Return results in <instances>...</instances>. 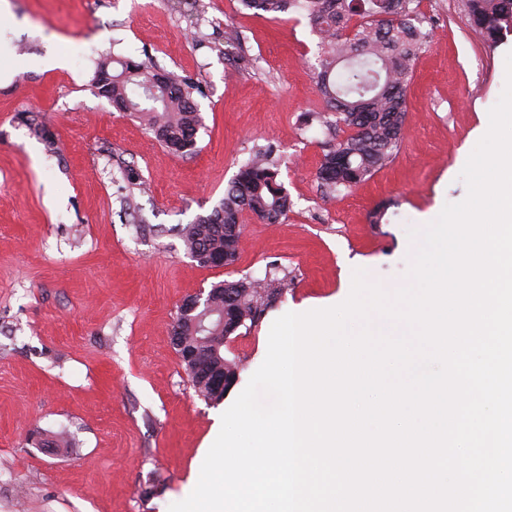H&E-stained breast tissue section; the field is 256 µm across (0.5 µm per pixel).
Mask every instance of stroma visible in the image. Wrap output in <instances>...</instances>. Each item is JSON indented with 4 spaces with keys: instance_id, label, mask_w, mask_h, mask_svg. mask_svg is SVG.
Listing matches in <instances>:
<instances>
[{
    "instance_id": "stroma-1",
    "label": "stroma",
    "mask_w": 512,
    "mask_h": 512,
    "mask_svg": "<svg viewBox=\"0 0 512 512\" xmlns=\"http://www.w3.org/2000/svg\"><path fill=\"white\" fill-rule=\"evenodd\" d=\"M203 2L193 26L172 0H0V58L20 63L0 72V512H168L194 489L216 419L264 361L274 320L342 303L357 268L386 288L406 284L409 229L467 195L460 173L503 90L512 33L488 49L463 0H422L431 38L400 149L368 181L329 194L316 176L329 135L312 118L322 101L306 16ZM232 30L242 42L227 56ZM105 54L201 82L194 153L171 154L91 93ZM268 144L291 211L278 224L244 214L235 261L200 265L180 226L217 206ZM385 201L390 222L370 223ZM271 270L286 292L230 337L224 356L241 362L239 380L223 401H204L172 344L178 306ZM61 430L69 446L40 445Z\"/></svg>"
}]
</instances>
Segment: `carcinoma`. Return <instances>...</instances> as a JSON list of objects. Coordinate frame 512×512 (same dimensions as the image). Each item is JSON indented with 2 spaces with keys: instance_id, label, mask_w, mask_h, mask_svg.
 <instances>
[{
  "instance_id": "carcinoma-1",
  "label": "carcinoma",
  "mask_w": 512,
  "mask_h": 512,
  "mask_svg": "<svg viewBox=\"0 0 512 512\" xmlns=\"http://www.w3.org/2000/svg\"><path fill=\"white\" fill-rule=\"evenodd\" d=\"M417 0H239L242 7L272 19L289 11L303 13L318 38L315 86L334 135L324 142L317 172L321 185L333 193L370 179L392 161L402 141L407 112L406 88L413 63L430 38L418 19ZM473 30L488 48L497 46L512 30V0H465ZM91 92L140 119L172 154L195 152L202 125L195 95L201 83L160 67L152 59L103 58L90 82ZM351 130L347 136L338 133ZM275 148H260L243 164L211 212L199 215L181 229L187 255L202 265L235 260L241 237L240 217L248 211L266 224H279L292 201L278 180ZM222 290L212 307L198 313L197 323L183 330L186 346L205 340L216 348L207 369L229 383L238 379V364L224 358L220 336L222 311L229 319L254 323L283 294L279 279L245 278L214 285ZM181 366L195 392L209 402L224 398L212 378L198 373L193 362Z\"/></svg>"
}]
</instances>
